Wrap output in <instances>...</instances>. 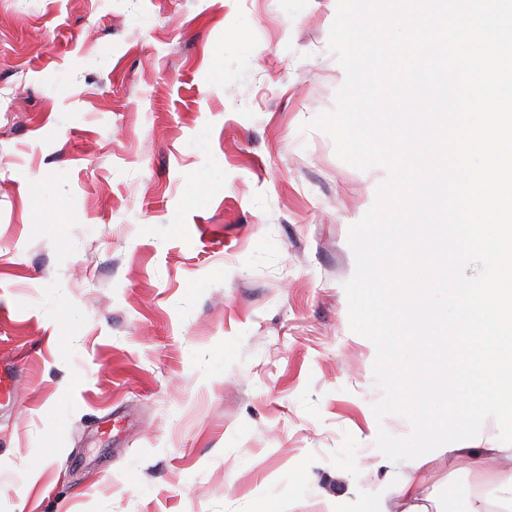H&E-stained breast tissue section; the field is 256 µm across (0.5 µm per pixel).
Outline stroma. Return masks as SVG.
Returning <instances> with one entry per match:
<instances>
[{
    "label": "stroma",
    "mask_w": 512,
    "mask_h": 512,
    "mask_svg": "<svg viewBox=\"0 0 512 512\" xmlns=\"http://www.w3.org/2000/svg\"><path fill=\"white\" fill-rule=\"evenodd\" d=\"M337 0H0V512H370L349 227L385 168L333 109ZM425 473L429 512L512 449ZM19 374L13 364L0 365V406H7L13 398Z\"/></svg>",
    "instance_id": "35a3bbf8"
}]
</instances>
